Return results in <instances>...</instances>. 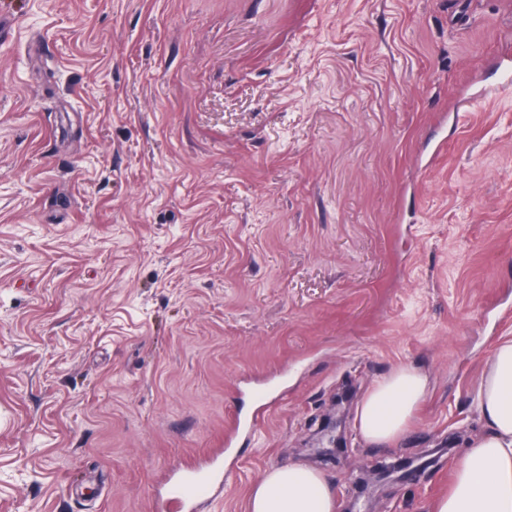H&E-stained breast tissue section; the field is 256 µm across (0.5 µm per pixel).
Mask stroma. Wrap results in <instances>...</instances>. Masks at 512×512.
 I'll return each mask as SVG.
<instances>
[{
  "label": "stroma",
  "mask_w": 512,
  "mask_h": 512,
  "mask_svg": "<svg viewBox=\"0 0 512 512\" xmlns=\"http://www.w3.org/2000/svg\"><path fill=\"white\" fill-rule=\"evenodd\" d=\"M6 9L0 512H155L165 475L213 458L194 512H245L292 463L337 512H429L512 336V88L454 109L512 43V0ZM398 365L429 394L377 448L336 394ZM434 448L381 501L354 481Z\"/></svg>",
  "instance_id": "stroma-1"
}]
</instances>
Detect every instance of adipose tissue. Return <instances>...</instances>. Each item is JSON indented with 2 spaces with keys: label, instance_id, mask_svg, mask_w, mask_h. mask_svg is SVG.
<instances>
[{
  "label": "adipose tissue",
  "instance_id": "ef3b65f1",
  "mask_svg": "<svg viewBox=\"0 0 512 512\" xmlns=\"http://www.w3.org/2000/svg\"><path fill=\"white\" fill-rule=\"evenodd\" d=\"M428 396V379L399 365L377 380L356 410L366 443L392 446L408 433ZM482 432L451 472V488L432 512H512V337L499 339L478 391ZM336 496L319 470L290 464L270 469L250 490L246 512H336Z\"/></svg>",
  "mask_w": 512,
  "mask_h": 512
}]
</instances>
